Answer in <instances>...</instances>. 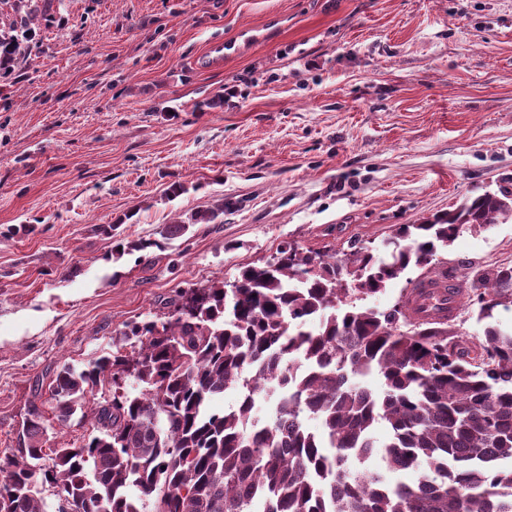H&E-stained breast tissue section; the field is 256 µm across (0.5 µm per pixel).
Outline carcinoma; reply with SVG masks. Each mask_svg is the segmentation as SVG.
I'll return each mask as SVG.
<instances>
[{
	"label": "carcinoma",
	"mask_w": 512,
	"mask_h": 512,
	"mask_svg": "<svg viewBox=\"0 0 512 512\" xmlns=\"http://www.w3.org/2000/svg\"><path fill=\"white\" fill-rule=\"evenodd\" d=\"M3 2L15 20L0 28V76L53 10ZM223 215L221 202L169 234ZM509 221L512 189L486 190L378 246L322 255L287 244L231 282L181 290L166 321L126 324L110 353L56 371L57 420L77 415L91 431L47 452L42 413L30 411L0 462V512H54L47 484L74 512H512V330L492 323L512 307V266L470 287L485 322L474 347L448 329L453 314L413 312V287L390 309L370 305L461 228ZM372 373L379 393L357 381ZM107 384L112 395L97 396ZM230 387L237 406L211 411ZM260 396L275 402L267 422ZM382 422L386 470H419L416 483L363 467Z\"/></svg>",
	"instance_id": "obj_1"
}]
</instances>
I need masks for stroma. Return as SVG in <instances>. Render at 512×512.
Segmentation results:
<instances>
[{"label":"stroma","instance_id":"1","mask_svg":"<svg viewBox=\"0 0 512 512\" xmlns=\"http://www.w3.org/2000/svg\"><path fill=\"white\" fill-rule=\"evenodd\" d=\"M0 78V458L50 386L177 289L326 255L512 187V0H54ZM253 41L201 69L208 44ZM235 95L224 106L203 101ZM183 192L169 196L172 184ZM231 201L220 224H169ZM116 225L107 237L99 225ZM144 241L116 254V239ZM512 265V222L434 267Z\"/></svg>","mask_w":512,"mask_h":512}]
</instances>
